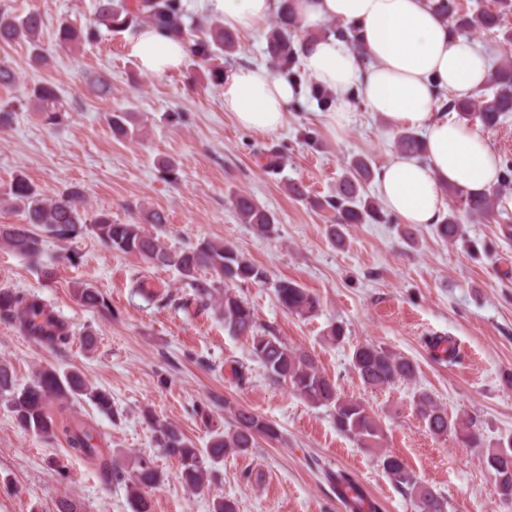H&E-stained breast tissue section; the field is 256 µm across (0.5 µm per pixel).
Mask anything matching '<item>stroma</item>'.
Here are the masks:
<instances>
[{
    "instance_id": "35a3bbf8",
    "label": "stroma",
    "mask_w": 512,
    "mask_h": 512,
    "mask_svg": "<svg viewBox=\"0 0 512 512\" xmlns=\"http://www.w3.org/2000/svg\"><path fill=\"white\" fill-rule=\"evenodd\" d=\"M95 0H0V7L39 10L44 18V65H34L25 45L0 43V64L20 77L0 87V105L15 107L11 125L0 127V188L25 175L47 196L79 191L89 215L143 225L174 252L202 240L233 245L265 267V284L235 291L253 308L261 327L309 354L335 381L342 396L362 400L381 420L383 451L402 458L419 481L448 503V512H512L483 457L486 445L512 434V239L498 221H464L466 239L442 242L433 226L408 246L392 224L350 228L345 246L325 232L332 210L320 200L334 195L347 159L367 155L381 167L395 151V130L355 102L350 124L329 123L301 74L300 95L288 123L275 133L237 126L224 110L219 72L269 66L266 25L239 31L234 57L205 63L186 57L162 75L143 73L129 53L130 32H102L92 44L59 47L61 21L82 27L93 19ZM106 75L111 92L96 96L86 79ZM52 84L64 110L59 124H45L27 91ZM129 112L141 130L130 141L114 136L111 112ZM284 165L264 166L269 151ZM300 181L309 201L294 199L288 184ZM252 194L276 217L277 231L258 236L240 223L230 199ZM162 224L148 223L152 212ZM142 279L133 293L132 278ZM291 279L315 292L320 310L300 317L283 309L274 284ZM93 285L100 309L84 307L74 285ZM0 288L38 297L65 326L62 344L27 336L15 321L0 318V364L27 382L43 367L78 372L88 385L112 395L104 414L82 398L69 402V418L90 427L106 458L146 454L163 475L150 490L152 512H213L217 497L235 500L238 512H345L325 471L350 473L379 512H418L383 472L379 454L357 447L337 431L331 413L270 382L245 338L224 328L218 306L192 303V288L175 267H155L109 251L90 233L72 240L49 238L39 261L0 247ZM343 325L346 341L329 343L331 325ZM456 345L454 364L438 361L433 338ZM371 342L411 358L414 380L370 390L350 370L354 345ZM241 377H234V370ZM428 392L449 415L473 418L483 446H463L430 434L413 404ZM221 427L236 408L277 423L281 436L260 438L243 455H229L205 485L189 491L180 466L164 455L143 418L152 411L197 447L210 432L199 409ZM382 451V452H383ZM128 512L124 484L107 480L97 462L75 455L64 437L46 439L20 429L0 407V512Z\"/></svg>"
}]
</instances>
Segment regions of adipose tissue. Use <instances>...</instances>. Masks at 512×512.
<instances>
[{"instance_id": "obj_1", "label": "adipose tissue", "mask_w": 512, "mask_h": 512, "mask_svg": "<svg viewBox=\"0 0 512 512\" xmlns=\"http://www.w3.org/2000/svg\"><path fill=\"white\" fill-rule=\"evenodd\" d=\"M228 29L260 25L277 0H209ZM303 27L314 29L333 18L358 29L366 58L334 36L315 38L302 59L304 69L336 96L329 121L349 123L353 93H360L369 112L394 129L419 130L426 142L425 159L394 153L377 170L375 181L385 210L402 223H441L448 212L446 189L458 185L481 193L500 175V158L489 141L456 113L436 108L439 91L463 98L482 87L490 64L470 38L450 34L431 0H296ZM130 53L149 74L181 68L186 45L140 27ZM224 109L236 124L271 133L287 122L296 97L294 88L267 68L240 67L224 76Z\"/></svg>"}]
</instances>
